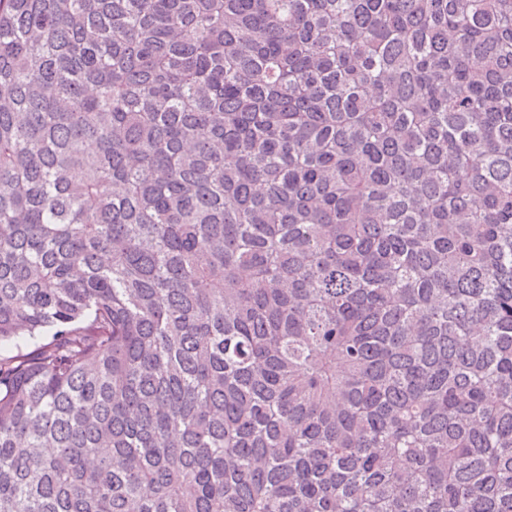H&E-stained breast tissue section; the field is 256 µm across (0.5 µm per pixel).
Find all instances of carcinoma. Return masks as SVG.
I'll use <instances>...</instances> for the list:
<instances>
[{
	"instance_id": "cac0c4a2",
	"label": "carcinoma",
	"mask_w": 512,
	"mask_h": 512,
	"mask_svg": "<svg viewBox=\"0 0 512 512\" xmlns=\"http://www.w3.org/2000/svg\"><path fill=\"white\" fill-rule=\"evenodd\" d=\"M0 512H512V0H0Z\"/></svg>"
}]
</instances>
